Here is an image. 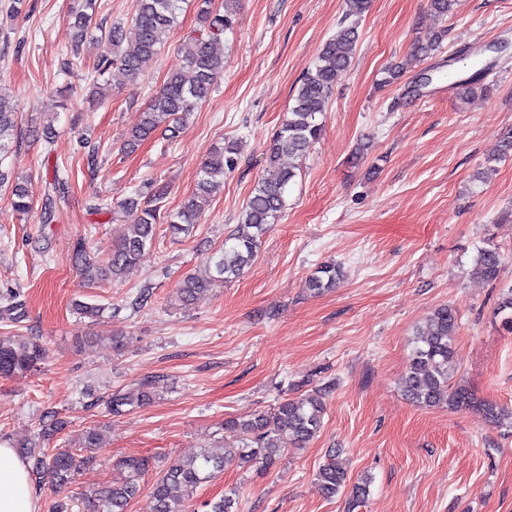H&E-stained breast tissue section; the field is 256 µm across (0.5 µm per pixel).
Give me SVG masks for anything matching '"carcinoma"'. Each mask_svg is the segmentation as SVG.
I'll use <instances>...</instances> for the list:
<instances>
[{"instance_id":"carcinoma-1","label":"carcinoma","mask_w":512,"mask_h":512,"mask_svg":"<svg viewBox=\"0 0 512 512\" xmlns=\"http://www.w3.org/2000/svg\"><path fill=\"white\" fill-rule=\"evenodd\" d=\"M98 0H80L71 11L76 39L83 38L93 25ZM185 0H133V36L127 37L120 25L109 31L103 53L96 68L102 73L118 68L131 84L140 80L147 63L157 57L163 36L176 26ZM347 10L340 21L336 37L324 42L314 69L301 79L293 96V103L280 128L276 131L266 153L270 175L254 185L243 207L234 232L224 241V248L212 256L205 274L186 277L179 295L190 305L208 290L209 283L222 278L232 281L244 274L255 261L261 239L269 227L282 218L288 209V189L297 173L279 166L282 157L300 158L319 139L323 125L318 121L326 108L332 88L348 72L360 40L359 18L368 10L369 0H346ZM198 28L183 43V65L165 77L141 113L139 123L128 133L124 146L136 150L142 142L157 131L176 137L187 116L198 104L206 101L215 90L218 78L224 74V32L233 26V13L220 12L212 7V0H197ZM442 36L432 34L414 43L411 57L421 60L438 52ZM407 64L400 62L383 71L381 85L387 86L401 79ZM480 71L465 77L457 74L458 97H468L487 90L478 83ZM18 138L16 111L12 100L0 89V160L8 155ZM238 164V150L234 143L211 149L197 174L192 195L175 212H163L158 206L166 196V187L156 186L152 200L155 205H141V194L126 197L120 208L136 213L133 223L127 225L123 239L112 246L107 263L100 264L83 245L76 249V259L84 279L91 283L112 282L129 267L135 265L151 247L156 226L163 220L175 235L189 232L198 223L212 195L224 184V174ZM9 185L12 207L18 214L32 209L26 185L0 167V186ZM69 186L68 174L55 170L46 184L41 207L42 223L55 220V202L64 196ZM501 254L497 248H483L478 252L475 274L486 282L500 277ZM341 267L325 262L306 279L305 288L319 294L336 285ZM496 312L504 315L503 322L512 327V289L503 292ZM25 307L12 299L0 304V319L17 323L24 317ZM459 329L457 312L448 305L437 307L428 319L425 329L418 331L414 347L401 385L407 398L416 406L430 409L445 404L452 410L473 409L482 414L492 426L512 420V410L491 400L478 397L471 389L450 382L448 370L456 359L455 336ZM46 350L29 336H0V377H13L37 370ZM153 383L148 379L138 384L136 392L116 391L107 401V411L113 415L140 407L153 399ZM324 405L319 393L304 397L285 398L267 411H259L246 420L229 419L224 422V454L215 455L204 449L187 459H176L163 470L153 483L154 512H188L201 484L224 471L232 460L242 463L257 461L264 468L272 467L290 448H301L319 431ZM69 422L53 409L40 417L38 438L51 440L62 434ZM79 452L70 448H36V443L20 445L21 454L31 463V473L38 480H48L55 491L71 484L79 470L94 461L102 448V435L96 429L84 431L79 439ZM148 457L127 456L116 464L118 476L109 484L86 496L89 512H127L130 500L140 488V480L150 470ZM318 481L323 494L332 498L351 489L352 502L365 498L371 477L365 476L351 483L346 469L331 451L319 468Z\"/></svg>"}]
</instances>
